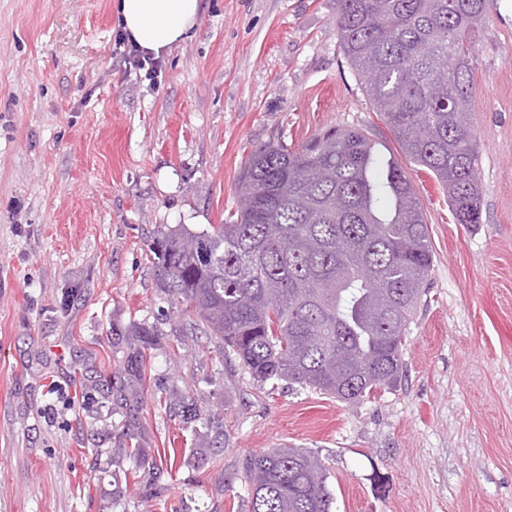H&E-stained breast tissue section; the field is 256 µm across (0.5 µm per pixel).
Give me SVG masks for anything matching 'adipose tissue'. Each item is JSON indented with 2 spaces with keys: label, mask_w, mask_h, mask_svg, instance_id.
Here are the masks:
<instances>
[{
  "label": "adipose tissue",
  "mask_w": 512,
  "mask_h": 512,
  "mask_svg": "<svg viewBox=\"0 0 512 512\" xmlns=\"http://www.w3.org/2000/svg\"><path fill=\"white\" fill-rule=\"evenodd\" d=\"M200 0H117L119 24L144 52L161 55L177 46L198 23Z\"/></svg>",
  "instance_id": "1"
}]
</instances>
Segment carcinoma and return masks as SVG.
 <instances>
[{
    "label": "carcinoma",
    "mask_w": 512,
    "mask_h": 512,
    "mask_svg": "<svg viewBox=\"0 0 512 512\" xmlns=\"http://www.w3.org/2000/svg\"><path fill=\"white\" fill-rule=\"evenodd\" d=\"M497 0H337L341 52L401 154L448 192L458 224L481 223L483 189L472 117L475 42ZM234 219L205 229L163 225L150 252L157 286L183 317L180 333L217 339L258 383L313 388L356 405L403 378V350L433 269L430 225L396 159L375 142L329 129L298 150L252 153L239 174ZM147 360L126 357L124 382L104 397L134 419ZM224 447V420L201 419ZM145 466L143 450L111 463ZM247 512H332L321 459L277 448L243 462Z\"/></svg>",
    "instance_id": "carcinoma-1"
}]
</instances>
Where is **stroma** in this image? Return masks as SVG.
I'll return each instance as SVG.
<instances>
[{"instance_id":"1","label":"stroma","mask_w":512,"mask_h":512,"mask_svg":"<svg viewBox=\"0 0 512 512\" xmlns=\"http://www.w3.org/2000/svg\"><path fill=\"white\" fill-rule=\"evenodd\" d=\"M202 4L153 74L125 68L115 0H0V512H247L242 459L285 445L319 454L335 512H512V0L477 37L482 222L455 223L402 159L434 267L402 383L356 408L213 364L214 338L180 335L156 284L158 227L224 223L257 148L339 127L400 154L336 0ZM143 323L163 337L130 335ZM134 352L149 369L131 420L101 384ZM174 395L223 417V447L170 416ZM125 430L164 471L153 498L109 471Z\"/></svg>"}]
</instances>
